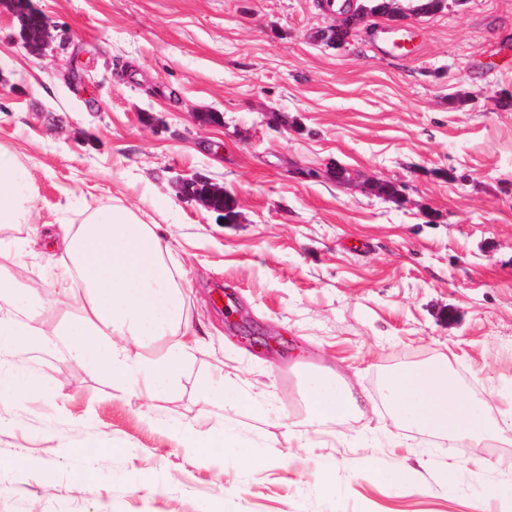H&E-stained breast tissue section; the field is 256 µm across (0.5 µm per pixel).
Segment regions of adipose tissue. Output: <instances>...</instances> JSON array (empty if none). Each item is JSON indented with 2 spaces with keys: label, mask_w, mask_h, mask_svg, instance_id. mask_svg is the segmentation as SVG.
Wrapping results in <instances>:
<instances>
[{
  "label": "adipose tissue",
  "mask_w": 512,
  "mask_h": 512,
  "mask_svg": "<svg viewBox=\"0 0 512 512\" xmlns=\"http://www.w3.org/2000/svg\"><path fill=\"white\" fill-rule=\"evenodd\" d=\"M35 193L27 169L0 152V224H23ZM49 241L57 252L54 294L72 298L64 334L71 358L109 376L121 390L157 398L179 379L199 343L184 313V296L166 261L167 247L152 224L123 207L90 210L80 224H59ZM10 310L25 319L7 318ZM49 305L23 269H0V356L51 343L39 326ZM395 421L425 427L467 445L497 432L512 437V416L490 428L482 405L458 394L447 361L400 372L388 384ZM315 416H345L360 407L350 386L307 378Z\"/></svg>",
  "instance_id": "obj_1"
}]
</instances>
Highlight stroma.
<instances>
[{"instance_id":"35a3bbf8","label":"stroma","mask_w":512,"mask_h":512,"mask_svg":"<svg viewBox=\"0 0 512 512\" xmlns=\"http://www.w3.org/2000/svg\"><path fill=\"white\" fill-rule=\"evenodd\" d=\"M415 3L337 48L321 0H30L43 58L0 6V147L37 186L0 239L143 212L201 335L149 400L72 360L47 317L51 350L15 358L59 384L0 401V512H512V443L389 421V380L445 356L460 393L512 414V0ZM191 178L235 196L232 220L181 195ZM20 260L50 296L46 255L0 249ZM325 370L362 412L312 416L304 380ZM206 373L237 438L219 451L177 442ZM448 458L466 464L451 486Z\"/></svg>"}]
</instances>
